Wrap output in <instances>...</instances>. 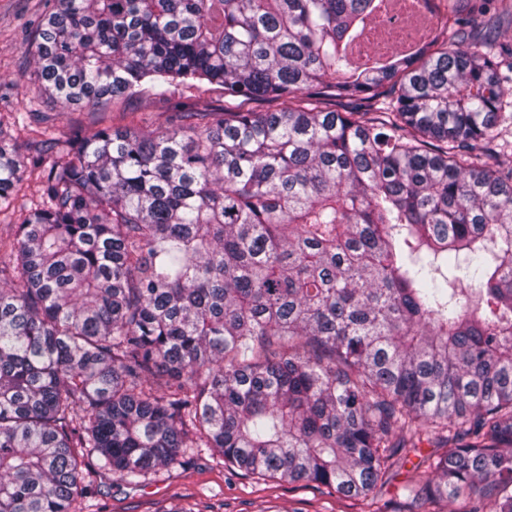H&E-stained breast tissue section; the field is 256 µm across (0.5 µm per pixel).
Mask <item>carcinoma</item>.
<instances>
[{"label": "carcinoma", "mask_w": 512, "mask_h": 512, "mask_svg": "<svg viewBox=\"0 0 512 512\" xmlns=\"http://www.w3.org/2000/svg\"><path fill=\"white\" fill-rule=\"evenodd\" d=\"M57 0L30 80L56 106L224 103L0 135V512H81L210 448L386 512H512V0ZM29 194L30 190L26 189V191L18 193L9 206L4 205L0 208V234L2 236L9 232L8 224H13L17 220L20 210L29 205ZM435 448H429L428 445H422L416 453H411L401 468L399 475L396 476L392 484L387 486L388 492L386 493L384 500H389L395 497L397 487L406 482L413 474L414 467L422 460L423 457L430 454Z\"/></svg>", "instance_id": "carcinoma-1"}]
</instances>
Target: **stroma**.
Masks as SVG:
<instances>
[{
	"mask_svg": "<svg viewBox=\"0 0 512 512\" xmlns=\"http://www.w3.org/2000/svg\"><path fill=\"white\" fill-rule=\"evenodd\" d=\"M54 0H0V114L18 113L14 139L23 153H35L39 138L27 129L28 115L47 116V133L91 131L111 124L112 111L90 107L61 110L30 80L34 68L26 51L35 25ZM83 512H358L355 500L339 498L316 485L259 479L225 468L205 448L195 449L187 465L162 468L136 486L103 479L100 495L84 498Z\"/></svg>",
	"mask_w": 512,
	"mask_h": 512,
	"instance_id": "35a3bbf8",
	"label": "stroma"
}]
</instances>
